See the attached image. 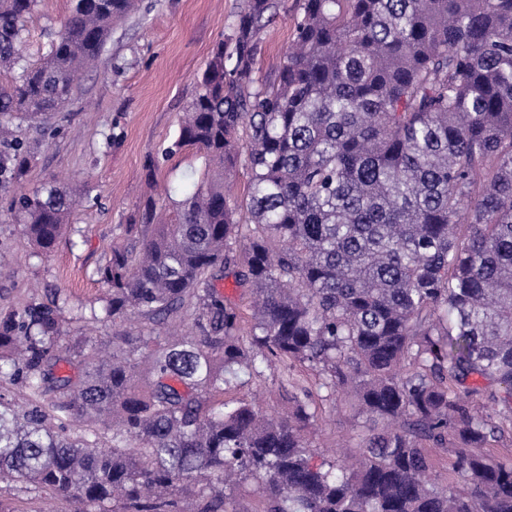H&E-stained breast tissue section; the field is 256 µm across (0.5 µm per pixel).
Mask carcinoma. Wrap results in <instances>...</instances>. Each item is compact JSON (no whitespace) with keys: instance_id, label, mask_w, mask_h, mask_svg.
Instances as JSON below:
<instances>
[{"instance_id":"cac0c4a2","label":"carcinoma","mask_w":512,"mask_h":512,"mask_svg":"<svg viewBox=\"0 0 512 512\" xmlns=\"http://www.w3.org/2000/svg\"><path fill=\"white\" fill-rule=\"evenodd\" d=\"M36 4L0 0V185L32 159L14 122L62 109L136 0H72L24 65ZM276 8L245 0L195 78L170 151L202 153L197 189L148 199L98 269L112 355H59L53 307L0 314V376L27 398L0 393V483L86 512H238L247 477L265 512H512L490 451L512 436V0H299L263 78ZM74 193L12 201L41 252ZM228 274L253 295L245 338ZM264 366L280 410L224 401ZM322 391L370 422L352 465L314 461Z\"/></svg>"}]
</instances>
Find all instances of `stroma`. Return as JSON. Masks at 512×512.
I'll return each instance as SVG.
<instances>
[{
	"label": "stroma",
	"instance_id": "stroma-1",
	"mask_svg": "<svg viewBox=\"0 0 512 512\" xmlns=\"http://www.w3.org/2000/svg\"><path fill=\"white\" fill-rule=\"evenodd\" d=\"M265 31L260 68L269 73L292 39L295 0H278ZM244 0H140L138 10L112 29L96 68L82 76L75 99L47 124H17V139L36 145L23 179L0 189V313L29 303H58L67 329L60 350L86 336L110 340L104 321L85 326L77 312L103 306L106 286L98 268L122 240L148 196L182 199L204 172V159L186 147L169 153L184 106L215 43L230 32ZM71 0H37L23 33V54L36 62L69 15ZM56 180L76 183L81 195L69 234L46 256L34 254L10 211L20 193ZM314 433L316 459L337 449L355 455L363 426L343 398L323 402ZM5 512H47L43 491L21 483L0 485Z\"/></svg>",
	"mask_w": 512,
	"mask_h": 512
}]
</instances>
